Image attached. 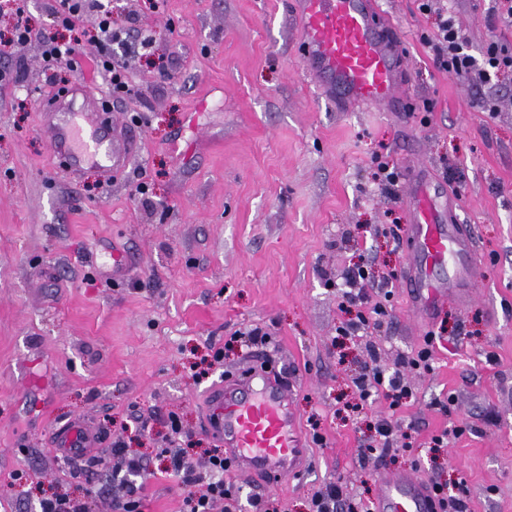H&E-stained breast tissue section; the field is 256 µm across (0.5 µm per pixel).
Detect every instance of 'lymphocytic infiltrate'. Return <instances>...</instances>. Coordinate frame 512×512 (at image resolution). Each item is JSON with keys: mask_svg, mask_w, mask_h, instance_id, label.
Returning a JSON list of instances; mask_svg holds the SVG:
<instances>
[{"mask_svg": "<svg viewBox=\"0 0 512 512\" xmlns=\"http://www.w3.org/2000/svg\"><path fill=\"white\" fill-rule=\"evenodd\" d=\"M422 10L436 12L437 30L428 38L427 45L435 55L439 68L448 72L450 77L469 86L481 88L491 85L502 73L512 72V45L493 40L487 43L481 55H472L468 49V40L454 15L448 10H435L433 0H422ZM17 20L9 38L0 41V55L19 44L39 36L43 45V61L46 66L64 65L77 67L80 52L78 41L63 42L54 32L44 31L34 34L23 7H15ZM96 13L100 32V50L98 63L107 73L113 94L128 93L125 63L116 61L112 54L113 44L122 42L120 32L112 28V15L104 9L101 0H58L55 10L56 24L61 28L75 31L81 18L87 13ZM377 288L378 300H371L368 291ZM343 299L354 306L355 311L341 329L345 336H367L379 328L388 316L387 302L391 297L387 281L375 279L370 266L364 263L354 264L346 275V288L342 290ZM434 334H427L424 343L412 354L400 356L396 368L391 374H384L376 366H364L354 380L360 401L366 402L378 398L388 403L391 411L400 408L413 390L408 377L413 373H427L432 369V348ZM388 416L371 422V435L366 448L361 451L362 458H383L394 456L412 448L411 432L402 430L398 422ZM230 466L222 449H213L207 459L205 472L198 473L188 469L180 456H173L169 471L178 477L189 489L184 502L188 512H213L216 502H223L224 512H234L236 496L232 485L225 479ZM311 512H370L369 503L356 499L345 492L342 485L329 482L323 484L311 497Z\"/></svg>", "mask_w": 512, "mask_h": 512, "instance_id": "f902f5d3", "label": "lymphocytic infiltrate"}]
</instances>
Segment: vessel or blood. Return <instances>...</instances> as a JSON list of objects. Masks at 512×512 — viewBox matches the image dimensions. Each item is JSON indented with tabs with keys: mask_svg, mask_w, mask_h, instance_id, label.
Segmentation results:
<instances>
[{
	"mask_svg": "<svg viewBox=\"0 0 512 512\" xmlns=\"http://www.w3.org/2000/svg\"><path fill=\"white\" fill-rule=\"evenodd\" d=\"M300 18L299 44L304 65L318 83L342 102L401 110V65L391 28L376 19L375 0H294ZM54 153L71 169L98 167L104 180L131 155L121 128L102 120L89 105L58 104L46 112ZM413 222L406 229L409 264L403 286L420 320L441 310L447 299L468 303L479 261L473 226L446 221L435 194L419 186L410 198ZM207 427L224 456L243 475L265 486L302 472L309 450L287 387L260 366L210 393ZM97 430L84 421L57 429L52 446L85 459L98 445ZM373 512H438L427 487L403 472L381 483Z\"/></svg>",
	"mask_w": 512,
	"mask_h": 512,
	"instance_id": "b4317fda",
	"label": "vessel or blood"
}]
</instances>
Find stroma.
Here are the masks:
<instances>
[{"mask_svg":"<svg viewBox=\"0 0 512 512\" xmlns=\"http://www.w3.org/2000/svg\"><path fill=\"white\" fill-rule=\"evenodd\" d=\"M377 2L398 35L406 112L328 100L296 53L291 0H112L127 38L158 34L150 55L130 58L132 92L119 98L95 65V14L80 21L77 69L45 68L36 38L0 57L18 72L0 87V512L89 490L95 512H111L131 483L144 512H182L186 492L164 469L181 450L203 470L215 444L207 392L254 358L290 384L292 410L317 420L326 443L311 445L302 478L272 491L229 473L242 512L255 496L310 512L314 491L334 481L372 499L403 470L440 478L468 512H512V77L492 89L497 111H481L480 90L421 43L435 23L421 0ZM447 4L473 49L512 43L493 0ZM81 81L137 139L108 183L93 166L69 177L50 147L42 106ZM381 161L402 174L398 197L378 186ZM416 168L454 197L459 223L477 227L476 298L449 300L424 324L396 285L380 330L339 335L348 311L335 285L349 266L368 258L379 277L407 265ZM255 328L267 343H249ZM438 329L433 369L411 375L413 397L397 412L416 431L413 452L360 461L386 409H351L369 347L389 371ZM86 417L101 448L83 470L50 434ZM444 431L447 448L430 452ZM117 442L145 473L126 472Z\"/></svg>","mask_w":512,"mask_h":512,"instance_id":"stroma-1","label":"stroma"}]
</instances>
